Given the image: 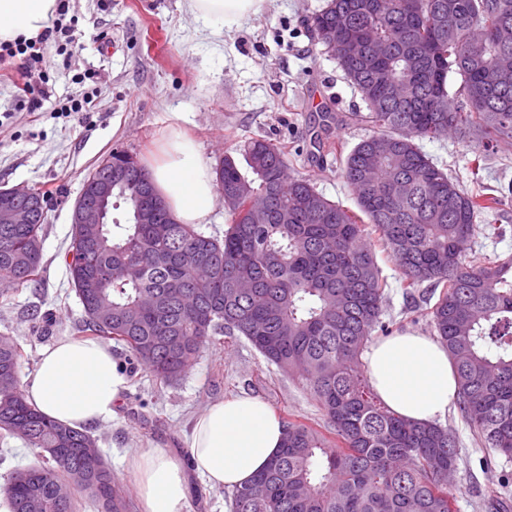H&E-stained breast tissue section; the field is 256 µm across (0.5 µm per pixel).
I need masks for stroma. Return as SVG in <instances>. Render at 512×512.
<instances>
[{
	"instance_id": "obj_1",
	"label": "stroma",
	"mask_w": 512,
	"mask_h": 512,
	"mask_svg": "<svg viewBox=\"0 0 512 512\" xmlns=\"http://www.w3.org/2000/svg\"><path fill=\"white\" fill-rule=\"evenodd\" d=\"M325 4L267 0L262 14L218 36L195 18L188 0H71L79 16L73 55L66 62L55 50L44 54L47 70L66 62L71 78L58 81L32 114L15 112L11 84L0 83V113L14 115L9 132L0 135V188L35 187L48 192L50 204L42 282L0 296V336L12 337L26 354L21 385L30 383L41 352L74 337L82 324V306L67 278L72 209L84 179L113 150L148 163L170 126L178 124L213 165L238 142L263 137L285 143L292 170L311 178L328 199L354 207L335 154H313L309 145L325 111L334 116L329 139L340 140L345 149L372 133L351 121L365 105L310 26L311 16ZM103 30L112 35L106 50L97 38ZM89 90L95 93L93 112L61 115L60 100ZM420 146L465 187L478 180L512 185V141L485 161L452 136L425 139ZM376 257L389 283L384 321L396 334L431 335L426 319H414V304L400 286L392 257L381 249ZM111 349L126 388L112 416L89 431L98 438L116 484L129 492L135 477L127 457L138 448H163L185 459L195 416L215 401L247 394L268 403L278 416L309 423L322 419L304 385L268 364L242 337H221L172 386L137 367L123 345ZM444 424L459 453L448 480L454 512H512V460L484 447L459 411L449 412ZM188 479L183 512H231L230 491L209 487L193 472Z\"/></svg>"
}]
</instances>
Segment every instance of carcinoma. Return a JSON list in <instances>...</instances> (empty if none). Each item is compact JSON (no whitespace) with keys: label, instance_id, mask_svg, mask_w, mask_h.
I'll return each mask as SVG.
<instances>
[{"label":"carcinoma","instance_id":"carcinoma-1","mask_svg":"<svg viewBox=\"0 0 512 512\" xmlns=\"http://www.w3.org/2000/svg\"><path fill=\"white\" fill-rule=\"evenodd\" d=\"M344 21L370 30L389 52L376 64L353 59L334 36ZM490 24L496 37L470 50L469 30ZM366 111L350 120L377 130L342 160V178L358 211L326 198L289 171L280 144L253 138L237 148L253 173L224 155L215 166L230 223L224 236L194 224H138L135 212L152 186L138 179L112 187V209L129 218L101 225L90 248L73 225L68 275L83 312L79 338L112 339L153 377L170 385L218 336H242L279 370L305 382L324 425L283 419L284 443L265 470L232 493V512H453L448 469L456 440L446 426L414 423L378 395L362 353L388 333L382 303L388 282L372 236L395 260L406 294L424 283L436 302L424 316L448 349L459 411L482 445L512 458V254L488 259L477 221L507 197L502 186L467 189L420 148L449 134L482 156L512 140V87L488 88V64L512 67V0H327L312 16ZM460 84L449 94L448 77ZM384 139L388 152L373 143ZM401 182L403 197L393 195ZM37 224H0V284L19 291L43 269ZM209 260L216 277L198 279ZM247 281L250 293L236 284ZM24 349L0 341V442L17 439L41 460L13 470L5 492L11 512H133L106 463L81 480L84 455L102 460L98 440L45 418L20 390Z\"/></svg>","mask_w":512,"mask_h":512}]
</instances>
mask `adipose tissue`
Segmentation results:
<instances>
[{"instance_id":"obj_1","label":"adipose tissue","mask_w":512,"mask_h":512,"mask_svg":"<svg viewBox=\"0 0 512 512\" xmlns=\"http://www.w3.org/2000/svg\"><path fill=\"white\" fill-rule=\"evenodd\" d=\"M206 24L229 32L259 13L266 0H189ZM57 0H0V41L41 33ZM157 192L183 224L207 223L217 198L211 167L196 142L178 127L163 137L149 164ZM365 371L381 398L416 423L443 421L456 405L458 382L445 346L405 332L371 344ZM126 385L108 344L61 340L45 349L26 397L58 423L80 428L110 417ZM284 427L261 399L241 395L197 415L189 441L195 472L210 487L242 486L266 468L283 445ZM127 464L135 474L141 512H182L188 486L179 463L162 448H139Z\"/></svg>"}]
</instances>
